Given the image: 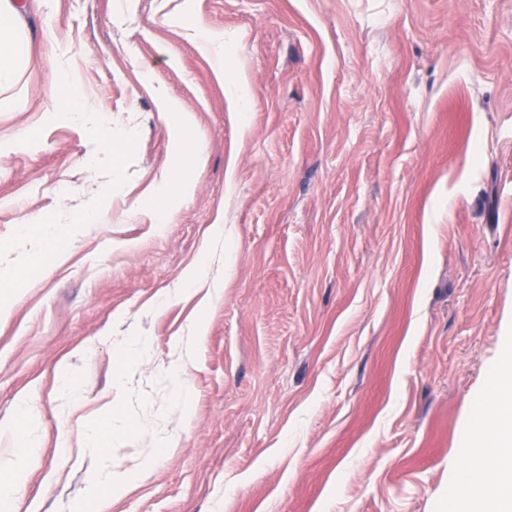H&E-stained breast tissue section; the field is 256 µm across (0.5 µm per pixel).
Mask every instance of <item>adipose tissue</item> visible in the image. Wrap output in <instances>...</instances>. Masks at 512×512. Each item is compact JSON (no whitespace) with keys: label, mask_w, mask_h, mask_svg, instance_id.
<instances>
[{"label":"adipose tissue","mask_w":512,"mask_h":512,"mask_svg":"<svg viewBox=\"0 0 512 512\" xmlns=\"http://www.w3.org/2000/svg\"><path fill=\"white\" fill-rule=\"evenodd\" d=\"M21 10L17 0H0V87L15 85L24 64V45L18 31ZM160 110L173 127L177 166L163 176L161 202L154 220L167 223L172 197L192 194L205 152L192 135V122L169 98ZM493 414L466 429L460 440L462 467L452 485L449 512H512V356L500 361L493 375ZM128 473L115 469L93 473L86 505L79 512H105L112 497L125 492Z\"/></svg>","instance_id":"adipose-tissue-1"}]
</instances>
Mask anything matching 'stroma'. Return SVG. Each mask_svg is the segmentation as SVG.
<instances>
[{
	"label": "stroma",
	"mask_w": 512,
	"mask_h": 512,
	"mask_svg": "<svg viewBox=\"0 0 512 512\" xmlns=\"http://www.w3.org/2000/svg\"><path fill=\"white\" fill-rule=\"evenodd\" d=\"M194 16L223 32L236 88ZM24 17L25 104L0 112L16 512H75L98 465L84 428L111 401L132 424L111 460L139 478L106 512H438L512 338V0H28ZM62 81L134 129L113 171L55 105ZM161 90L206 155L163 226ZM81 210L94 223H72ZM44 220L68 255L26 267L19 227ZM217 223L222 298L164 302ZM200 319L185 406L167 368ZM133 336L147 348L129 359ZM23 400L39 448L20 460ZM190 28L195 32V45L198 52L207 57L215 78L224 84V34L207 30L201 20L194 16Z\"/></svg>",
	"instance_id": "1"
}]
</instances>
